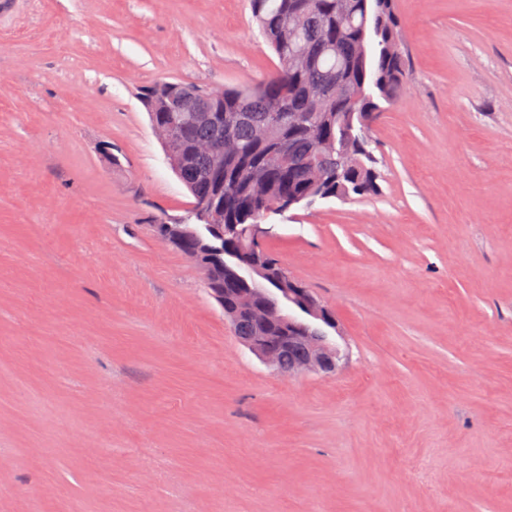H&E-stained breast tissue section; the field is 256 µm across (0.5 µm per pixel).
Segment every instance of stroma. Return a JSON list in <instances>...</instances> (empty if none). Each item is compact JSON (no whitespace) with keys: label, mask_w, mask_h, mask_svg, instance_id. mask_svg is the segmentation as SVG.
<instances>
[{"label":"stroma","mask_w":512,"mask_h":512,"mask_svg":"<svg viewBox=\"0 0 512 512\" xmlns=\"http://www.w3.org/2000/svg\"><path fill=\"white\" fill-rule=\"evenodd\" d=\"M0 10V512H512V0H395L379 192L266 221L344 365L283 380L158 226L140 93L253 87L250 0Z\"/></svg>","instance_id":"35a3bbf8"}]
</instances>
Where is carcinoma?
I'll return each mask as SVG.
<instances>
[{"label":"carcinoma","mask_w":512,"mask_h":512,"mask_svg":"<svg viewBox=\"0 0 512 512\" xmlns=\"http://www.w3.org/2000/svg\"><path fill=\"white\" fill-rule=\"evenodd\" d=\"M253 14L278 59L274 71L252 89H226L215 96L193 90V111L164 108L186 88L159 81L141 101L154 122L181 128L180 160L174 173L193 201L224 205L223 241L236 239V224H261L271 204L288 195L305 200L324 188L341 199L378 191L367 130L380 102L404 88L407 59L400 43L394 0H251ZM350 97L321 96L331 79ZM202 112L235 115L214 125ZM352 127L349 155L336 152V136ZM231 134L237 153L224 157V178L212 173L211 158L196 151L200 142ZM315 167L306 168L307 160ZM197 225L202 257L226 288L247 287L246 278L224 279V255L211 250V220L191 208L179 220Z\"/></svg>","instance_id":"cac0c4a2"}]
</instances>
